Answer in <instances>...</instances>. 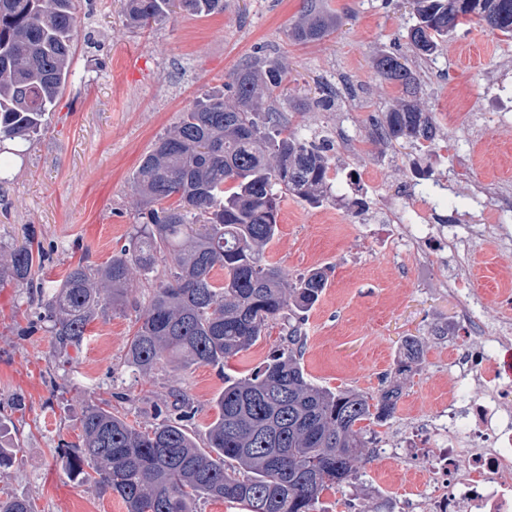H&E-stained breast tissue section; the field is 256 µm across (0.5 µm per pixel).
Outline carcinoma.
Wrapping results in <instances>:
<instances>
[{"instance_id":"1","label":"carcinoma","mask_w":512,"mask_h":512,"mask_svg":"<svg viewBox=\"0 0 512 512\" xmlns=\"http://www.w3.org/2000/svg\"><path fill=\"white\" fill-rule=\"evenodd\" d=\"M76 2L0 0V143L39 135L61 99L78 36ZM411 3L416 24L408 37L421 56L433 55L465 17L512 36V0ZM179 11L222 13L224 0H125L124 17L141 29ZM334 29L336 14L312 4L286 35L305 44ZM377 71L415 93L417 75L400 56H381ZM282 82L277 63L242 65L232 77V101H197L142 155L133 180L141 222L127 244L104 266L82 258L41 299L56 360L68 362L69 349L81 345L99 311L124 304L136 279L158 271L163 280L127 345V363L145 374L164 360L222 369L269 325L318 302L327 286L324 270L290 282L262 260L282 194L320 205L332 189L326 150L284 132L280 115L266 106ZM380 128L386 141L409 139L419 147L436 138L431 118L411 102L385 113ZM48 260L32 238L0 246V285L33 287ZM217 269L224 271L221 280ZM283 331L261 367L224 381L202 444L181 424L194 406L179 391L171 393L170 415L148 428L129 423L108 401L89 400L70 444L74 452L66 454L70 478L118 494L126 512H200L207 500L243 512H316L324 492L357 477L363 448L395 412L401 388L395 382L369 396L319 385L301 365V318L287 320ZM406 350L400 375L420 370L422 343L411 338ZM0 512L36 508L29 499L7 497Z\"/></svg>"}]
</instances>
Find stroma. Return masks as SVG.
Returning a JSON list of instances; mask_svg holds the SVG:
<instances>
[{"label":"stroma","instance_id":"obj_1","mask_svg":"<svg viewBox=\"0 0 512 512\" xmlns=\"http://www.w3.org/2000/svg\"><path fill=\"white\" fill-rule=\"evenodd\" d=\"M124 3L78 0L67 87L42 134L10 157L0 184V245L34 234L50 253L38 276L48 289L81 256L106 264L137 222L132 180L140 157L198 98L224 93L243 63L281 64L287 83L274 92V105L289 132L328 147L336 194L320 207L283 196L278 232L264 250L289 278L327 272L325 290L305 314L304 369L330 388L374 395L387 379L402 387L394 416L365 450L359 479L324 492L318 508L343 512L350 501L356 512H379L396 498L431 497L432 454L418 452L405 466L395 454L447 404L449 348L481 347L499 324H512V300L502 293L512 251L474 241L469 281L451 290L446 281L458 256L441 245L417 256L399 225L383 217L418 206L409 192L418 167L431 172L429 193L441 215L467 216L488 180L512 182V112L496 94L512 88V38L468 20L424 59L407 38L414 22L408 0H324L338 25L307 45L286 36L305 0H225L223 13L174 14L143 30L126 26ZM387 53L403 56L418 76L411 98L437 127L428 149L384 142L374 127L408 98L377 74ZM324 85L336 93L327 110L316 104ZM157 284L154 277L135 281L126 304L98 314L62 367L28 288H0V447L17 453L0 471L1 490L33 500L38 512H126L117 496L67 474L64 451L76 440L84 399H111L129 422L148 427L179 389L196 407L184 424L201 441L225 378L248 375L278 349L283 325L276 322L224 369L132 371L127 343ZM473 293L485 300L475 331L460 316ZM442 327L451 335H439ZM410 338L423 343V368L400 377Z\"/></svg>","mask_w":512,"mask_h":512}]
</instances>
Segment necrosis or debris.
Masks as SVG:
<instances>
[{
  "instance_id": "1",
  "label": "necrosis or debris",
  "mask_w": 512,
  "mask_h": 512,
  "mask_svg": "<svg viewBox=\"0 0 512 512\" xmlns=\"http://www.w3.org/2000/svg\"><path fill=\"white\" fill-rule=\"evenodd\" d=\"M486 209L471 224L436 223L431 202H422L408 234L421 245L441 240L458 247L493 225ZM456 377L448 390L444 421L429 433L443 442L435 449V476L442 487L431 512H512V329L503 328L480 349L460 348L450 356Z\"/></svg>"
}]
</instances>
